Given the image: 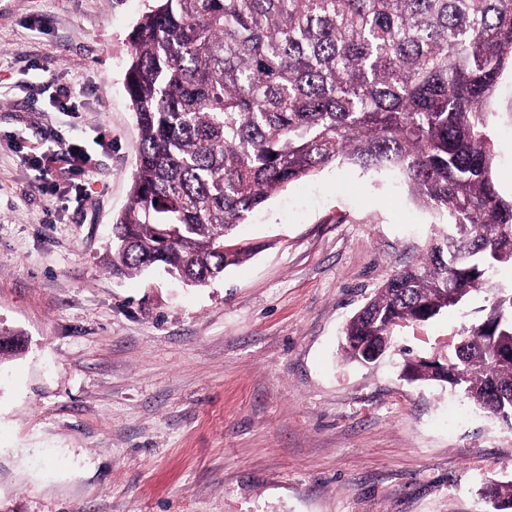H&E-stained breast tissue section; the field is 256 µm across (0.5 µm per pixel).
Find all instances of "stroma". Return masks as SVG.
<instances>
[{
    "label": "stroma",
    "instance_id": "stroma-1",
    "mask_svg": "<svg viewBox=\"0 0 512 512\" xmlns=\"http://www.w3.org/2000/svg\"><path fill=\"white\" fill-rule=\"evenodd\" d=\"M152 0H0V512H494L512 427L407 380L482 321L512 266L461 308L345 360L347 321L426 253L445 214L393 170L327 167L236 228L253 246L202 287L106 266L138 135L125 91ZM70 89L74 112L55 106ZM512 197V69L490 104ZM74 145L77 159L33 166Z\"/></svg>",
    "mask_w": 512,
    "mask_h": 512
}]
</instances>
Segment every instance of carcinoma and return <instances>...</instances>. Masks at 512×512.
I'll list each match as a JSON object with an SVG mask.
<instances>
[{"label":"carcinoma","mask_w":512,"mask_h":512,"mask_svg":"<svg viewBox=\"0 0 512 512\" xmlns=\"http://www.w3.org/2000/svg\"><path fill=\"white\" fill-rule=\"evenodd\" d=\"M508 67L512 0H155L126 72L139 155L112 273L204 285L246 258L236 226L288 185L330 165L393 169L448 222L346 325L345 357L367 362L450 308L448 289L460 304L512 263L487 134ZM460 341L451 366L413 357L404 373L454 380L512 424V354H495L512 343V295ZM490 495L512 509V483Z\"/></svg>","instance_id":"cac0c4a2"}]
</instances>
